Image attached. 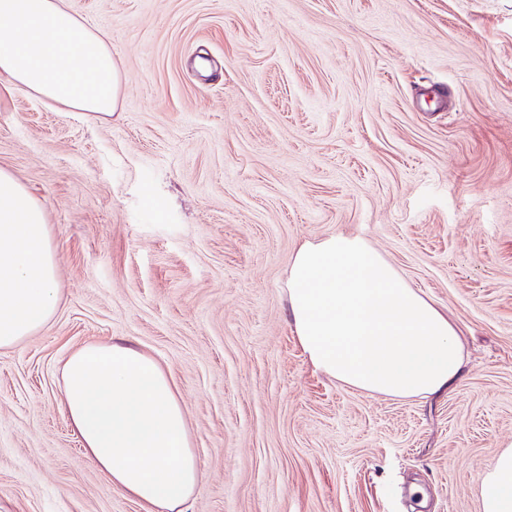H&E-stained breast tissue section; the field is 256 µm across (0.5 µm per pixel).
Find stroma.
Wrapping results in <instances>:
<instances>
[{"label": "stroma", "instance_id": "1", "mask_svg": "<svg viewBox=\"0 0 512 512\" xmlns=\"http://www.w3.org/2000/svg\"><path fill=\"white\" fill-rule=\"evenodd\" d=\"M121 72L98 119L0 82V167L42 205L50 321L0 349V512H144L62 404L75 350L169 373L187 512H480L512 442V0H69ZM361 236L464 340L430 399L308 363L298 246Z\"/></svg>", "mask_w": 512, "mask_h": 512}]
</instances>
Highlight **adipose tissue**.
Masks as SVG:
<instances>
[{
  "label": "adipose tissue",
  "mask_w": 512,
  "mask_h": 512,
  "mask_svg": "<svg viewBox=\"0 0 512 512\" xmlns=\"http://www.w3.org/2000/svg\"><path fill=\"white\" fill-rule=\"evenodd\" d=\"M51 104L107 117L118 101L112 46L67 0H0V80ZM42 206L0 168V349L44 326L59 303ZM288 311L318 371L396 398L448 390L464 366L459 331L360 236L303 243ZM63 402L87 456L146 512H185L198 482L186 414L157 361L124 344L87 345L64 369ZM481 512H512V444L481 477Z\"/></svg>",
  "instance_id": "ef3b65f1"
}]
</instances>
